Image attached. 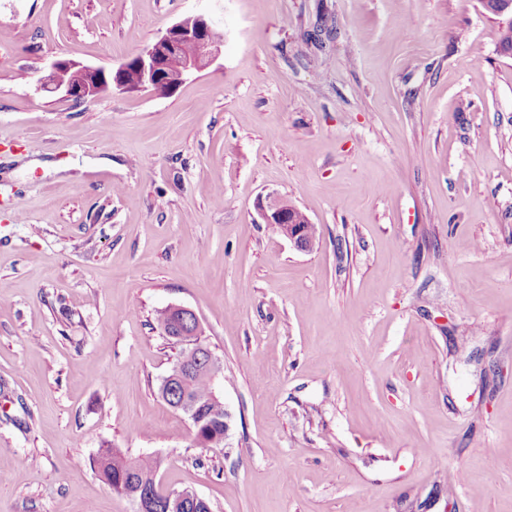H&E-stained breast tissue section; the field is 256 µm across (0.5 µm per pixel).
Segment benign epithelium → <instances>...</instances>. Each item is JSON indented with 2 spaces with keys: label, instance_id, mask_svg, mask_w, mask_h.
I'll use <instances>...</instances> for the list:
<instances>
[{
  "label": "benign epithelium",
  "instance_id": "1",
  "mask_svg": "<svg viewBox=\"0 0 512 512\" xmlns=\"http://www.w3.org/2000/svg\"><path fill=\"white\" fill-rule=\"evenodd\" d=\"M186 45L193 51L186 54ZM224 46V34L219 23L204 15H190L172 25L146 49L106 70L60 59L52 64L50 73L41 81L40 89L70 98L86 101L108 95L114 91L134 93L152 91L166 94L176 90L191 76L203 71L217 58ZM69 72L76 76L64 81L61 75ZM265 223L275 226L279 233L301 251H308L314 242L307 238L304 224L310 222L301 210L279 197L268 196L261 205ZM192 365L206 367L212 376L216 392H221L224 372L212 352L194 342L188 343L180 362L172 368L167 382L181 378L182 372ZM166 512H182L187 501L200 502L202 497L194 490L161 492Z\"/></svg>",
  "mask_w": 512,
  "mask_h": 512
}]
</instances>
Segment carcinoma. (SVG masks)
<instances>
[{"mask_svg":"<svg viewBox=\"0 0 512 512\" xmlns=\"http://www.w3.org/2000/svg\"><path fill=\"white\" fill-rule=\"evenodd\" d=\"M155 321L160 331L167 335L169 343L179 347L180 352H185L187 345L171 337L177 332L179 322L170 308L158 311ZM212 389L210 372L203 367L186 372L177 383L178 391L187 392L199 421L194 438L199 448L224 447V404L222 399L212 396ZM92 463L100 479L119 496L125 495V490L130 487L145 491L152 489L155 474L161 467V459L157 456L128 458L110 443L100 446Z\"/></svg>","mask_w":512,"mask_h":512,"instance_id":"carcinoma-1","label":"carcinoma"}]
</instances>
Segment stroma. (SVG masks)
<instances>
[{
  "instance_id": "1",
  "label": "stroma",
  "mask_w": 512,
  "mask_h": 512,
  "mask_svg": "<svg viewBox=\"0 0 512 512\" xmlns=\"http://www.w3.org/2000/svg\"><path fill=\"white\" fill-rule=\"evenodd\" d=\"M197 14L224 45L171 93L39 88ZM498 38L479 0H0V512H134L105 442L212 512H512ZM169 306L224 367L223 447L159 394ZM261 215L265 224L274 225L296 249L308 251L314 246V242L305 234L304 224H308V222L311 224L307 228V232L314 239L317 237V227L297 206L279 197L269 195L265 204L261 205ZM92 463L100 479L112 492L126 497L124 490L129 487H141L143 491L152 489L155 474L162 461L153 455L128 458L112 447L111 443H103Z\"/></svg>"
}]
</instances>
